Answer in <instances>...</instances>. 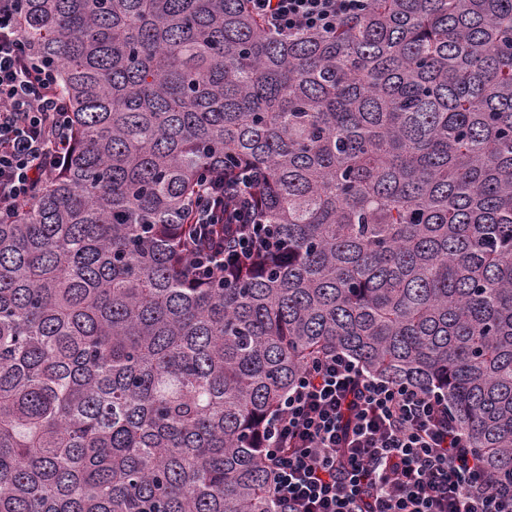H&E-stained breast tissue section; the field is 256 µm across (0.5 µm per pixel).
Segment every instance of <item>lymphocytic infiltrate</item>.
Returning a JSON list of instances; mask_svg holds the SVG:
<instances>
[{"mask_svg":"<svg viewBox=\"0 0 512 512\" xmlns=\"http://www.w3.org/2000/svg\"><path fill=\"white\" fill-rule=\"evenodd\" d=\"M366 0H248L271 32H327ZM18 0H0V222L9 223L57 168L68 107L55 72L26 48ZM256 168L199 183L188 214L197 230L191 274L200 281L281 240L255 210ZM227 223L224 238L212 234ZM263 460L279 512H512L442 392L370 374L336 351L314 358L264 427Z\"/></svg>","mask_w":512,"mask_h":512,"instance_id":"1","label":"lymphocytic infiltrate"}]
</instances>
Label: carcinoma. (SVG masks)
<instances>
[{"instance_id":"obj_1","label":"carcinoma","mask_w":512,"mask_h":512,"mask_svg":"<svg viewBox=\"0 0 512 512\" xmlns=\"http://www.w3.org/2000/svg\"><path fill=\"white\" fill-rule=\"evenodd\" d=\"M71 131L0 223V512H276L263 419L312 359L441 391L512 493V0H20ZM262 170L283 240L200 285L186 205ZM248 6L271 32L288 35L328 32L342 19L355 17L366 0H248Z\"/></svg>"}]
</instances>
